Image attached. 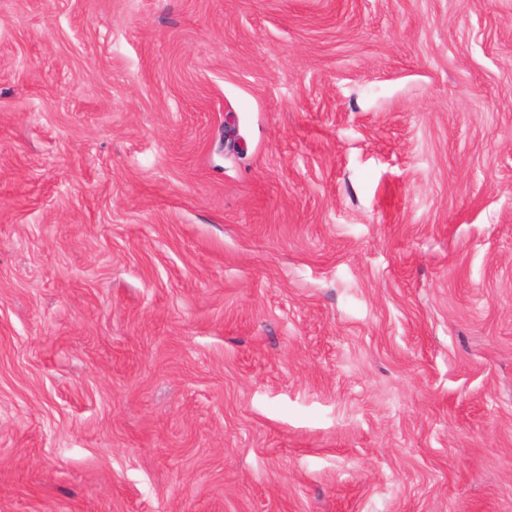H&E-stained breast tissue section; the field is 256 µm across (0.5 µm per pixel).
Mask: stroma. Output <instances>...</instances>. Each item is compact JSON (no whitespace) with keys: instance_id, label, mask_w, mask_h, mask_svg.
I'll list each match as a JSON object with an SVG mask.
<instances>
[{"instance_id":"obj_1","label":"stroma","mask_w":512,"mask_h":512,"mask_svg":"<svg viewBox=\"0 0 512 512\" xmlns=\"http://www.w3.org/2000/svg\"><path fill=\"white\" fill-rule=\"evenodd\" d=\"M0 512H512V0H0Z\"/></svg>"}]
</instances>
